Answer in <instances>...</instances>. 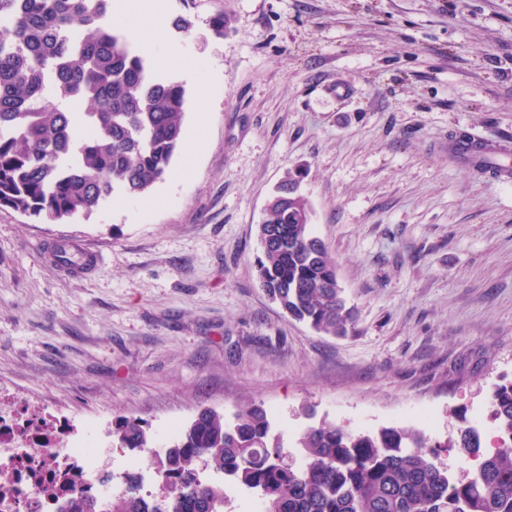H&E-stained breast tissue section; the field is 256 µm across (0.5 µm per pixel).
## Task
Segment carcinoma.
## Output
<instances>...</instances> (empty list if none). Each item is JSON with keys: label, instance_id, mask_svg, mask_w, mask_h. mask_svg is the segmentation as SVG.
I'll return each instance as SVG.
<instances>
[{"label": "carcinoma", "instance_id": "cac0c4a2", "mask_svg": "<svg viewBox=\"0 0 512 512\" xmlns=\"http://www.w3.org/2000/svg\"><path fill=\"white\" fill-rule=\"evenodd\" d=\"M112 0H0V208L37 220L88 216L116 191L147 195L181 148L186 91L157 77L146 53L102 25ZM83 102L84 112L41 102ZM286 180L268 201L259 238L261 288L292 317L319 333L344 336L355 321L336 265L304 217L302 195L285 197ZM491 418L497 447L478 454L474 430L432 441L401 427L354 432L322 420L288 450L261 404L233 417L199 410L160 444L138 418L118 415L112 437L132 452L158 448L163 496L147 504L129 480L98 508L80 512H222L224 483L205 478L198 460L258 497L261 512H512V380L495 385ZM458 449L462 476L439 449Z\"/></svg>", "mask_w": 512, "mask_h": 512}]
</instances>
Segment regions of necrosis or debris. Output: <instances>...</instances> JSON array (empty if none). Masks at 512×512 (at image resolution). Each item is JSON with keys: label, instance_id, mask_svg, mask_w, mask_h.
<instances>
[{"label": "necrosis or debris", "instance_id": "obj_1", "mask_svg": "<svg viewBox=\"0 0 512 512\" xmlns=\"http://www.w3.org/2000/svg\"><path fill=\"white\" fill-rule=\"evenodd\" d=\"M90 424L0 394V512H58L68 500L111 502L126 476L157 482L150 453L116 472Z\"/></svg>", "mask_w": 512, "mask_h": 512}]
</instances>
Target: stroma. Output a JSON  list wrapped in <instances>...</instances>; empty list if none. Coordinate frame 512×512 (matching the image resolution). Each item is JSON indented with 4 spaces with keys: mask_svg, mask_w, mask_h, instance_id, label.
<instances>
[{
    "mask_svg": "<svg viewBox=\"0 0 512 512\" xmlns=\"http://www.w3.org/2000/svg\"><path fill=\"white\" fill-rule=\"evenodd\" d=\"M186 11L188 36L171 26ZM135 23L202 147L87 218L0 209V392L103 431L261 402L288 440L313 418L434 440L465 422L492 448L491 393L512 377V183L448 146L512 140V0H163ZM289 174L357 309L348 336L256 280L257 228ZM53 240L102 267L69 277L40 250Z\"/></svg>",
    "mask_w": 512,
    "mask_h": 512,
    "instance_id": "stroma-1",
    "label": "stroma"
}]
</instances>
